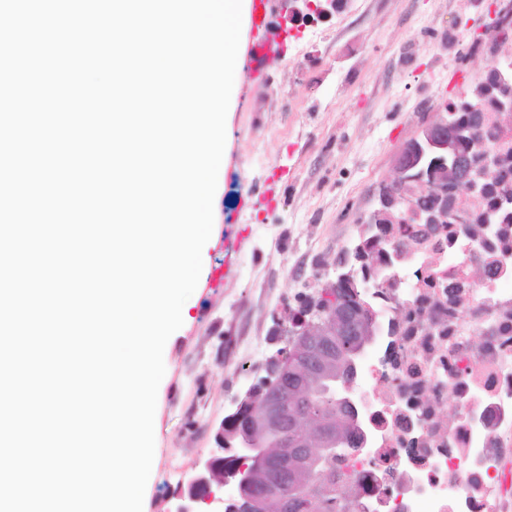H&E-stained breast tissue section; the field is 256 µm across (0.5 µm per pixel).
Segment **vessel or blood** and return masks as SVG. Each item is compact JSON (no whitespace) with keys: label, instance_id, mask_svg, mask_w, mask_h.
Returning <instances> with one entry per match:
<instances>
[{"label":"vessel or blood","instance_id":"vessel-or-blood-1","mask_svg":"<svg viewBox=\"0 0 512 512\" xmlns=\"http://www.w3.org/2000/svg\"><path fill=\"white\" fill-rule=\"evenodd\" d=\"M254 3L255 35L247 45L242 66V77L248 82L266 78L285 59L288 52L286 31L272 27L268 20L269 0H254ZM286 182L284 169L269 167L263 176L262 191L244 200L243 209L256 216L261 211L276 208L281 201Z\"/></svg>","mask_w":512,"mask_h":512}]
</instances>
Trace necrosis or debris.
Returning a JSON list of instances; mask_svg holds the SVG:
<instances>
[{"label": "necrosis or debris", "mask_w": 512, "mask_h": 512, "mask_svg": "<svg viewBox=\"0 0 512 512\" xmlns=\"http://www.w3.org/2000/svg\"><path fill=\"white\" fill-rule=\"evenodd\" d=\"M512 28L484 38L478 188L447 224H387L368 255L381 335L351 512H512Z\"/></svg>", "instance_id": "1"}]
</instances>
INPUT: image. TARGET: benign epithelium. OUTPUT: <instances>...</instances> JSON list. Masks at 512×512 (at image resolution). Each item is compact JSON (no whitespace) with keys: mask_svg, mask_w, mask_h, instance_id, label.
I'll return each mask as SVG.
<instances>
[{"mask_svg":"<svg viewBox=\"0 0 512 512\" xmlns=\"http://www.w3.org/2000/svg\"><path fill=\"white\" fill-rule=\"evenodd\" d=\"M284 15L296 26H303L313 20H325L336 13V0H282ZM448 108L435 114L434 119L410 139L399 152L396 160V177L390 182L398 186L409 179V172L420 167L431 158L445 167L460 168L456 156V143L448 135ZM325 310L328 314L324 323L323 336L304 329L294 331L298 336L293 358L301 365L296 374L282 366L268 378L261 379L267 390L261 403V411L253 419V426L261 430L273 431L285 437L287 451L268 457L256 453L258 443L252 435L244 436L236 445L238 464L232 476H224V428L216 433L217 448L204 460L200 469L177 493L176 512H227V504L249 490L254 502L275 501L280 512H300L305 505L288 499L285 480L288 475L303 467L304 463L321 452V448L333 440L332 432L324 430L320 436V447L314 448L303 437L301 430L306 417L313 411L308 406L298 413L289 408L298 403L319 374L329 370L331 359L337 350L338 342L329 337L366 336L368 340L380 335V324L375 313L369 318L362 317L360 311L348 308L336 298L322 293ZM359 374V363H353L352 370L336 380V414L351 413L359 420L364 401L355 393Z\"/></svg>","mask_w":512,"mask_h":512,"instance_id":"1","label":"benign epithelium"}]
</instances>
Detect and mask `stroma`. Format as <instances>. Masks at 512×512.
Listing matches in <instances>:
<instances>
[{
    "label": "stroma",
    "instance_id": "1",
    "mask_svg": "<svg viewBox=\"0 0 512 512\" xmlns=\"http://www.w3.org/2000/svg\"><path fill=\"white\" fill-rule=\"evenodd\" d=\"M497 24L492 0H357L313 23L303 59L288 58L261 84L235 81L212 234L164 348L143 512H174L171 470L195 474L215 448L224 417L284 346L279 322L333 272L403 145L471 92L485 65L476 42ZM274 163L290 173L286 193L251 222L236 199L258 193ZM245 228L231 277L211 287L225 240Z\"/></svg>",
    "mask_w": 512,
    "mask_h": 512
}]
</instances>
